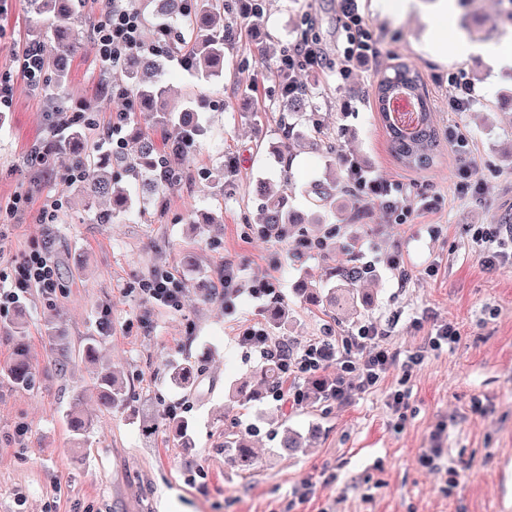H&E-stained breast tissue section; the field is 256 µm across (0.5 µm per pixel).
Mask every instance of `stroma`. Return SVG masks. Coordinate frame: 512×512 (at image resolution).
Listing matches in <instances>:
<instances>
[{
  "mask_svg": "<svg viewBox=\"0 0 512 512\" xmlns=\"http://www.w3.org/2000/svg\"><path fill=\"white\" fill-rule=\"evenodd\" d=\"M103 3L82 0L79 43L58 91L32 88L19 70L18 51L41 31L28 0H0V75L13 83L11 106L0 112V203L24 192L37 202L55 194L68 199L56 222L21 214L0 240L15 256L45 245L60 268L52 300L31 294L20 301L23 331L0 318V512H512V261L486 267L474 243L512 207V161L504 157L512 152V67L497 68L481 55L439 59L427 48L431 34L422 17H383L371 0H359L377 57L344 80L336 0H266L258 30L232 12L223 19L232 32L224 78L210 90L203 136L182 159L190 183L168 191L163 208L100 224L94 214L107 201L70 192L65 156L46 172L28 155L53 137L54 107L88 109L102 123L121 107L98 92L94 27ZM453 5L457 31L474 42H501L485 21L500 11L498 0ZM303 41L318 44L327 66L297 73V82L312 90L325 133L340 138L346 154L377 177L407 183L403 226L389 224L381 207L351 190L336 199L350 221L336 235L318 224L303 236L259 235L258 183L288 179L291 204L304 211L302 187L323 179L328 165L317 154L288 160L274 151L282 140L279 79L261 66L258 51L267 49L275 61ZM401 59L420 72L439 128L438 160L424 172L396 161L373 107L378 80ZM460 78L473 85L475 101L452 112L448 98ZM459 133L466 145H458ZM223 165L233 184L227 197L212 184ZM424 202L433 208L431 234L417 228ZM397 250L414 270L405 284L387 265ZM228 260L239 288L230 317L209 294ZM368 261L375 268L365 286L377 302L361 316L306 304L295 293L300 279L329 287L334 268ZM272 264L280 268L274 293L290 320L276 337L299 349L374 323L401 355L421 353L420 364L395 366L375 388L342 404L229 401V389L259 387L254 374L264 361L235 334L257 320L260 303L251 290ZM154 270L182 282L180 310L156 309L138 293L140 279ZM105 308L112 311L108 332L99 327ZM446 322L457 327V342L426 349L428 333ZM53 326L61 328L67 351L50 339ZM89 342L101 361L122 372L123 402L100 404L96 370L82 354ZM21 356L32 372L25 387L8 376ZM185 362L200 370L191 393L169 379L170 367ZM394 390L407 396L398 412L387 405ZM75 402L94 419L79 441L65 418ZM173 405L184 408L189 447L163 424L149 435L141 430L142 414L163 420ZM440 423L447 427L444 453L435 469L421 468L417 460L432 447ZM286 428L303 444L290 458L279 453ZM231 431L250 436L256 456L250 473H241L224 448ZM452 468L459 473L453 486Z\"/></svg>",
  "mask_w": 512,
  "mask_h": 512,
  "instance_id": "obj_1",
  "label": "stroma"
}]
</instances>
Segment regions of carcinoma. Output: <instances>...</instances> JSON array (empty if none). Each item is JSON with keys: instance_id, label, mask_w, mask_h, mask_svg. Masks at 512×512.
Here are the masks:
<instances>
[{"instance_id": "1", "label": "carcinoma", "mask_w": 512, "mask_h": 512, "mask_svg": "<svg viewBox=\"0 0 512 512\" xmlns=\"http://www.w3.org/2000/svg\"><path fill=\"white\" fill-rule=\"evenodd\" d=\"M33 12L43 17L42 24L50 32L53 46L45 49L47 67L44 82L61 86L69 72L68 56L76 48L73 17L75 0H30ZM144 16L153 21L175 20L181 28L175 31L168 49L162 53H138L124 67L125 86L135 97V111L125 121L145 124L138 132V149L129 154L114 151L95 153L91 131L99 130L98 123L81 114H73V130L67 142L48 139L32 151L35 160L48 162L51 157L66 150L72 161L83 171L81 180L74 183L75 190L89 200L98 197L112 201V209L99 211L95 219L109 224L128 212L132 205L143 210L161 208L168 189L186 179L181 168V156L196 144L204 134L200 113L189 105L176 107L165 99V81L168 78L166 60L174 55L190 58L188 71L207 87L224 78L225 36L217 27L221 14L231 11L228 0H144ZM393 74L382 75L375 92L378 113L389 111L393 97L400 91L408 93L415 106V130L407 135L403 129L389 126L387 133L397 162L415 171L431 168L438 156L439 129L424 92L423 80L415 66L401 61L392 66ZM280 109L283 111V155L291 157L297 147H307L334 157L342 152V145L322 131L312 112V92L299 89L290 94L280 89ZM346 189L336 176L318 181L306 190L314 201L311 223L345 225L343 214L336 212V194ZM261 211L266 233L280 235L290 226L305 223L303 215L289 205L288 183L266 181L260 187ZM365 272L362 268L340 266L336 268V285L326 288L315 285L305 289V299L316 300L339 311L359 314L370 309L374 299L362 288ZM18 385L31 381L30 371L23 360L8 371ZM264 390L271 393L284 382L283 373L271 361L259 371ZM174 382L187 392L198 386L199 375L191 364L172 367ZM100 400L111 407L124 399L126 386L117 380L108 366L101 367L97 376ZM224 447L235 449L234 461L243 473L255 465V455L245 435L232 432L224 436Z\"/></svg>"}]
</instances>
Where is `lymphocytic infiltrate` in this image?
Wrapping results in <instances>:
<instances>
[{
    "label": "lymphocytic infiltrate",
    "instance_id": "f902f5d3",
    "mask_svg": "<svg viewBox=\"0 0 512 512\" xmlns=\"http://www.w3.org/2000/svg\"><path fill=\"white\" fill-rule=\"evenodd\" d=\"M340 13L347 46L339 74L346 79L355 65L373 60L377 52L357 0H340ZM94 31L100 69L118 73L131 54L158 53L166 49L172 26L164 20L156 22L153 35H146L138 10L127 6L124 0H112L111 10L103 14ZM349 171L359 196L380 203L389 219L400 223L406 201L401 182L376 178L356 162L350 163ZM58 282L59 267L45 252L33 250L19 259L0 253V316L29 293L51 298ZM139 292L149 304L174 310L180 308L184 296L181 282L166 271H156L141 279ZM238 342L246 349L259 352L266 360L277 361L286 376L292 378L318 371L327 362L341 361L343 373L329 390L330 398L339 402L348 400L353 390L376 386L397 364L403 362L412 366L422 359L418 353L400 356L389 346L385 330L372 323L361 326L356 335L326 336L310 342L299 352L256 326L239 334Z\"/></svg>",
    "mask_w": 512,
    "mask_h": 512
}]
</instances>
